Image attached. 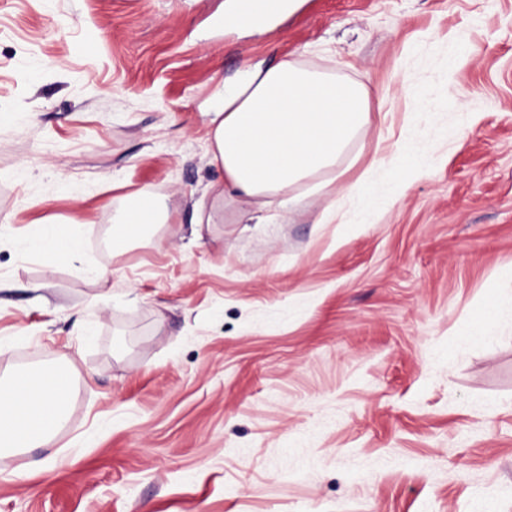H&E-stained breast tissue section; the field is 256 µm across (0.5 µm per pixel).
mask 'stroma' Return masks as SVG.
Here are the masks:
<instances>
[{
  "instance_id": "stroma-1",
  "label": "stroma",
  "mask_w": 512,
  "mask_h": 512,
  "mask_svg": "<svg viewBox=\"0 0 512 512\" xmlns=\"http://www.w3.org/2000/svg\"><path fill=\"white\" fill-rule=\"evenodd\" d=\"M224 4L0 0V374L76 377L66 426L0 456V512H512V0ZM288 55L366 85L343 181L385 158L372 196L192 228L208 109ZM398 144L426 173L396 196ZM141 193L175 223L104 251ZM49 225L80 254L26 249ZM501 316V308L495 301L491 302L482 316L480 322L466 336L467 341H477L485 346L492 344V338L496 333V326Z\"/></svg>"
}]
</instances>
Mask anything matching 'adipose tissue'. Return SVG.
I'll use <instances>...</instances> for the list:
<instances>
[{"label":"adipose tissue","instance_id":"ef3b65f1","mask_svg":"<svg viewBox=\"0 0 512 512\" xmlns=\"http://www.w3.org/2000/svg\"><path fill=\"white\" fill-rule=\"evenodd\" d=\"M208 115L211 163L224 177L205 193L258 224L286 218L309 193H334L349 146L372 124L363 84L289 57L226 82ZM74 387L65 363L0 376V456L47 444L68 419Z\"/></svg>","mask_w":512,"mask_h":512}]
</instances>
